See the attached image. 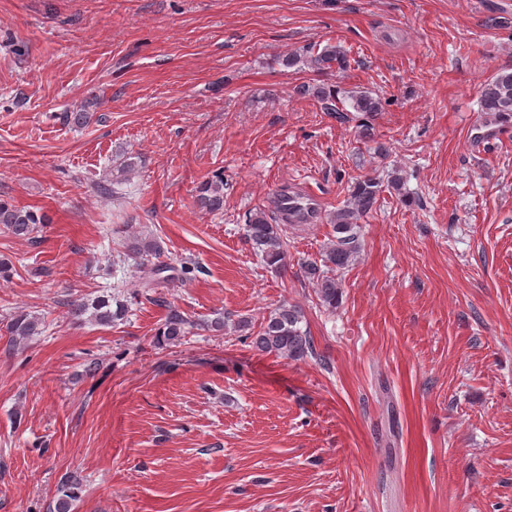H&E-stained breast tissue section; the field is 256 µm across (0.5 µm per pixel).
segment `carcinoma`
Returning <instances> with one entry per match:
<instances>
[{
    "mask_svg": "<svg viewBox=\"0 0 512 512\" xmlns=\"http://www.w3.org/2000/svg\"><path fill=\"white\" fill-rule=\"evenodd\" d=\"M279 62L286 68L302 63L319 74H327L336 69L344 71L348 67L346 51L334 45L307 50L303 54L290 52L281 56ZM299 92L313 97L325 112L346 111L343 105L345 100L355 112L368 114L384 109L382 98L365 90L341 92L334 87L304 84L299 87ZM340 95L343 96L341 100L338 99ZM480 111L492 113L499 118L512 114V68L500 70L483 86ZM379 192V182L372 178L359 179L353 183L346 204L332 216L334 235L321 255V262H311L304 268L305 277L314 285L322 302L330 306L336 305L340 293V285L333 272L349 266L359 252L358 220L373 210ZM197 201L202 209L211 213L224 209V173L215 171L201 183ZM49 223L51 218L47 214L19 206L9 198H0V224L14 236L29 240L40 226ZM246 227L248 240L262 254L266 263L276 269L284 266L286 243L274 218L259 209L249 215ZM126 249L134 255L156 258L163 253V247L158 241L139 236L129 237ZM68 313L77 323L90 321L108 327L124 318L126 308L119 301L112 304L106 297L99 296L91 300L70 302ZM302 322V312L294 306L280 305L272 309L252 338L253 347L286 360L307 358L314 354V349L310 336L301 327ZM189 327L191 324L185 314L178 307L168 305L165 318L157 331L158 342L178 343L189 334ZM8 330L14 340L21 342L41 334L42 323L39 317L20 312L11 319ZM78 486L77 477H66L60 495L55 500L53 512H71Z\"/></svg>",
    "mask_w": 512,
    "mask_h": 512,
    "instance_id": "1",
    "label": "carcinoma"
}]
</instances>
